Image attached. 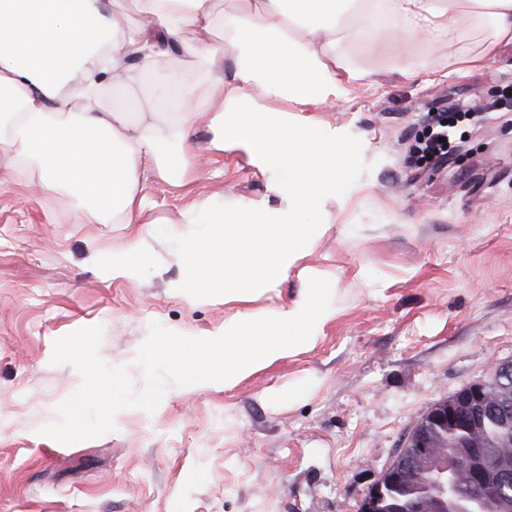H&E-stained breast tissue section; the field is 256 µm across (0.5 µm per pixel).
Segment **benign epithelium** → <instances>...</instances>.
Segmentation results:
<instances>
[{"label": "benign epithelium", "mask_w": 512, "mask_h": 512, "mask_svg": "<svg viewBox=\"0 0 512 512\" xmlns=\"http://www.w3.org/2000/svg\"><path fill=\"white\" fill-rule=\"evenodd\" d=\"M496 378L498 390L493 393L486 382L475 381L431 406L403 439L400 453L385 472L386 479L368 489L359 512H387L386 483L405 485L409 512H446L450 504L455 505L454 512H486V493L505 495L512 487V465L508 464L512 457L507 453L450 454L447 446L434 439L437 430L448 431L464 423L472 432L474 447H482L478 424L489 409L488 402H495L503 418L512 417V360L497 366ZM435 472L439 474L436 484L425 486L422 477Z\"/></svg>", "instance_id": "benign-epithelium-1"}]
</instances>
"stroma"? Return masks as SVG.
<instances>
[{
	"instance_id": "1",
	"label": "stroma",
	"mask_w": 512,
	"mask_h": 512,
	"mask_svg": "<svg viewBox=\"0 0 512 512\" xmlns=\"http://www.w3.org/2000/svg\"><path fill=\"white\" fill-rule=\"evenodd\" d=\"M458 44L411 41L418 74L381 72L358 41L336 48L341 80L324 105L278 101L293 120L341 131L353 144L344 183L316 243L274 289L244 302L196 299L174 256L213 206L281 197L243 150L209 152L193 123L184 185L147 177L158 226L74 224L66 198L21 183L0 187V512H359L367 489L436 401L512 360V44L457 68ZM452 114L445 163L414 150ZM148 233L142 278L103 277L93 255ZM329 279L336 315L310 348L224 389L169 386L155 412L126 409L116 429L65 445L40 435L81 384L52 364L55 341L103 328L99 353L135 388L150 323L191 335L236 314L265 315Z\"/></svg>"
}]
</instances>
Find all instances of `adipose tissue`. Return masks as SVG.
Segmentation results:
<instances>
[{"label":"adipose tissue","mask_w":512,"mask_h":512,"mask_svg":"<svg viewBox=\"0 0 512 512\" xmlns=\"http://www.w3.org/2000/svg\"><path fill=\"white\" fill-rule=\"evenodd\" d=\"M221 17L217 0H135L130 22L121 0H0V186L20 182L52 198L69 197L75 224H139L147 175L183 184L190 124L204 118L210 147L244 149L261 169L287 172L286 206L264 204L209 215L181 255L182 287L193 295L240 301L276 287L318 239L321 225L302 223L334 195L352 148L336 129L296 126L273 101L322 104L336 94V43L349 19L376 47L382 64L406 70L404 47L483 37L477 52L454 62L476 67L512 43V0H238ZM223 38H216V26ZM177 40L185 69L166 46ZM139 66H129V56ZM233 57L225 78L220 66ZM175 88L178 109L130 113L99 104L105 86L139 84L143 73ZM149 244L100 258L105 276L135 279Z\"/></svg>","instance_id":"1"}]
</instances>
